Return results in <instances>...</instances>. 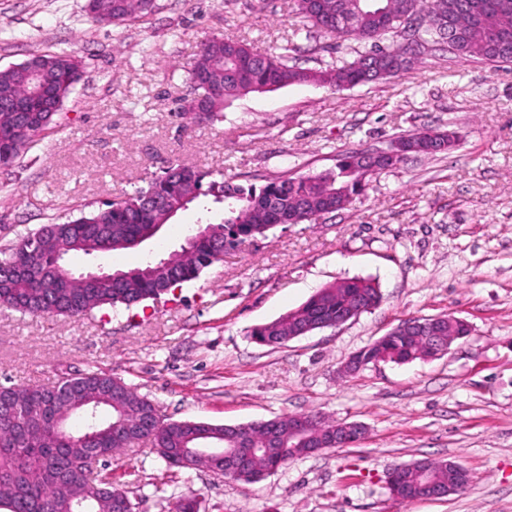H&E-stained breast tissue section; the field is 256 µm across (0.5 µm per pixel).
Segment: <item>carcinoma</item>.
I'll list each match as a JSON object with an SVG mask.
<instances>
[{
  "mask_svg": "<svg viewBox=\"0 0 512 512\" xmlns=\"http://www.w3.org/2000/svg\"><path fill=\"white\" fill-rule=\"evenodd\" d=\"M298 13L310 25L307 35L325 34L341 41L353 40L356 59L351 63L312 72L288 65V54L258 50L224 37L206 40L189 71L191 100L206 101L207 118L223 117L224 105L232 98L251 92L274 91L304 83L327 84L340 90L369 82L365 63L376 44H387L389 54L381 64L395 75L420 62L424 52L441 45L436 24L444 22L456 44V53L464 59L512 64V0H296ZM84 11L94 23L110 24L145 21L155 11V0H86ZM416 15L417 29L413 44H405L400 29L404 16ZM27 62L0 69V166L13 162L28 150L38 132L51 128L42 123L46 103L60 105L69 98L82 80V62L66 51L45 50L31 55ZM15 101L28 105L22 115L11 111ZM446 133L422 129L401 138L415 155H434L439 145L448 143ZM403 159V154L364 159L358 153L343 155L336 170L318 175L279 177L266 184H235L217 178L208 170L188 162L169 165L147 187L123 193L114 201L97 208L79 205L75 214L61 222L43 224L36 231L20 236L0 259L2 266H38L45 272L42 281L11 279L0 284V307L32 317L63 316L80 320L104 308L127 309L160 296L197 279L201 272L219 262L213 244L224 252L237 250L245 242L264 236L272 225L301 224L317 216L344 209L354 198L364 194L372 180V168L387 170ZM162 197L169 208L180 212L186 205H203L209 199L223 205L218 221L206 220L211 235L187 249L178 248L165 258L147 260L122 271L115 280L98 279L93 283L68 276L57 269V247L69 255L96 258L101 254L136 248L139 240L158 235L156 225L167 223L164 213L143 209L140 197L146 193ZM364 297L376 307L381 295L370 281L351 279L326 286L298 309L270 322L255 326L254 341L286 338L307 322L326 328L336 326L352 306ZM432 341L425 336L399 331L384 335L353 354L362 365L383 358L393 363H408L432 357ZM91 386L94 402L86 407L65 408L58 404L55 389L64 385L60 377L49 386L0 384V401L19 404L25 411L28 431L16 438L13 428L0 424V442L5 441L21 452L0 456V473L17 474V485H0V508L5 512H37L38 502L62 500L66 488L53 474H66L91 495V512H113L110 496L100 488L112 485L109 464L122 449H132L148 442L168 467L177 466L185 448H236L234 434L222 424L206 423L197 427L189 420L154 419L156 404L123 379L106 371L84 373ZM108 409L103 417L100 410ZM124 419L136 428L122 434L112 423ZM297 415L275 417L283 456L296 459L315 452L294 436ZM90 435L98 448L100 469H77L83 448L79 437ZM409 489L424 481L451 479L454 493L466 488V468L458 463L448 475L443 463L433 461L426 468L408 466L397 474Z\"/></svg>",
  "mask_w": 512,
  "mask_h": 512,
  "instance_id": "1",
  "label": "carcinoma"
}]
</instances>
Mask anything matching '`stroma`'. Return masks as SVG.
Instances as JSON below:
<instances>
[{
  "mask_svg": "<svg viewBox=\"0 0 512 512\" xmlns=\"http://www.w3.org/2000/svg\"><path fill=\"white\" fill-rule=\"evenodd\" d=\"M86 0H0V68L45 50L84 62L83 79L33 148L0 168V250L18 234L144 187L182 159L262 185L334 170L342 154L388 148L422 128L456 147L377 175L346 209L226 254L199 279L131 310L36 319L0 308V383L49 385L104 370L171 420L245 424L318 412L366 432L344 448L243 484L205 468L167 469L141 444L115 456L133 512H512V65L436 51L414 69L342 91L305 83L233 99L220 121L179 117L203 41L230 37L320 70L348 43L306 40L294 0H156L146 21L96 25ZM179 212L156 239L75 270L167 257L197 223ZM373 281L379 305L278 348L250 332L318 289ZM447 314L471 334L440 357L345 371L349 356L411 317ZM424 458L471 480L442 500L395 504L386 476Z\"/></svg>",
  "mask_w": 512,
  "mask_h": 512,
  "instance_id": "obj_1",
  "label": "stroma"
}]
</instances>
